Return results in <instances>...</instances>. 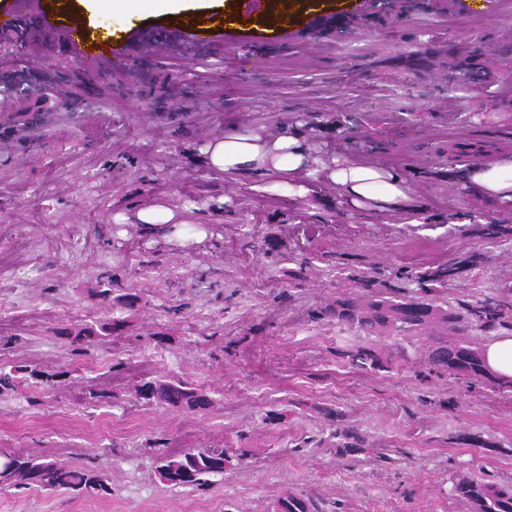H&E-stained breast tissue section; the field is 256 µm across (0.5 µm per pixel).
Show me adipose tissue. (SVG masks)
Returning <instances> with one entry per match:
<instances>
[{"instance_id": "ef3b65f1", "label": "adipose tissue", "mask_w": 512, "mask_h": 512, "mask_svg": "<svg viewBox=\"0 0 512 512\" xmlns=\"http://www.w3.org/2000/svg\"><path fill=\"white\" fill-rule=\"evenodd\" d=\"M190 14L214 9V0H111L113 16L146 12L157 6ZM211 166L229 175L273 178L290 196L303 197L306 180L325 174L342 195L358 206L382 214L406 209L409 188L401 178L378 167L327 164L306 154L288 132L270 134L261 128L231 132L207 148ZM470 181L479 197L512 199V163H493L473 169Z\"/></svg>"}]
</instances>
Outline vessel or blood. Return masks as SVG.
Segmentation results:
<instances>
[{"mask_svg":"<svg viewBox=\"0 0 512 512\" xmlns=\"http://www.w3.org/2000/svg\"><path fill=\"white\" fill-rule=\"evenodd\" d=\"M25 0H13L11 5L0 9V32L24 31L30 18H37L42 31L49 36H64L78 51V69L86 76H100L106 63L129 64L146 62L161 53L175 51L187 44L202 50L212 43L223 40L230 30L229 18L219 23H207L206 19L188 16L178 21L174 29L158 32L130 29L121 38H101L77 21L62 6L45 4L39 0L35 12H26Z\"/></svg>","mask_w":512,"mask_h":512,"instance_id":"vessel-or-blood-1","label":"vessel or blood"}]
</instances>
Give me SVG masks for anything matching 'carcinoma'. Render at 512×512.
I'll list each match as a JSON object with an SVG mask.
<instances>
[{
	"label": "carcinoma",
	"instance_id": "1",
	"mask_svg": "<svg viewBox=\"0 0 512 512\" xmlns=\"http://www.w3.org/2000/svg\"><path fill=\"white\" fill-rule=\"evenodd\" d=\"M462 57L463 78L477 82L470 51L455 50ZM479 257L472 254L433 272L410 274L414 289L395 291L376 286L370 276L362 275L357 283L361 294L336 298L331 305L312 315L315 320L332 318L354 331L357 336L392 339L382 353L370 344L354 343L345 356L354 367L367 370L385 368L402 362L418 368V377L432 379L454 376L477 388L498 393H512L504 388L503 377L491 372L485 364L481 342L498 327L512 325V287L499 288L490 296L472 304L452 305L445 299L448 282L464 265L476 266ZM123 321L106 318L94 325L66 332L67 342L76 350L102 341L122 327ZM22 367L0 368V393L15 389L21 383ZM199 389L189 383L152 379L142 382L140 398L151 404L193 409ZM157 471L172 486H203L207 477L224 473L226 458L222 448L187 449L178 456L163 455ZM12 482L17 487L45 490L71 489L91 493L102 488L91 472L76 470L55 462L25 458L14 460ZM452 495L466 502L471 512H512V482L475 481L462 477L451 488ZM278 512H322L316 503L290 495L278 503Z\"/></svg>",
	"mask_w": 512,
	"mask_h": 512
}]
</instances>
